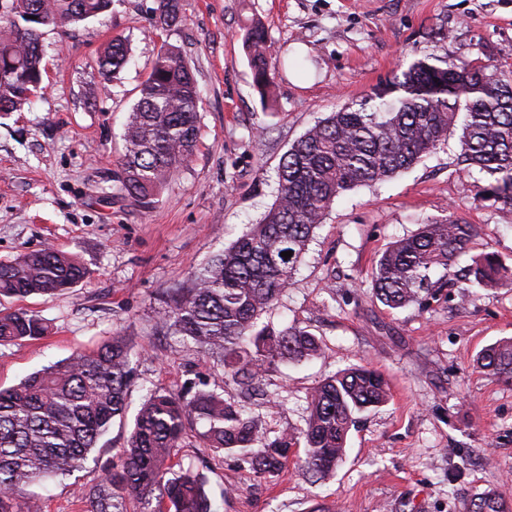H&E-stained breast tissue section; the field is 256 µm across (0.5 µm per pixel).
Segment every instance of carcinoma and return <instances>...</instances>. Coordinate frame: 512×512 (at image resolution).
Segmentation results:
<instances>
[{
	"label": "carcinoma",
	"mask_w": 512,
	"mask_h": 512,
	"mask_svg": "<svg viewBox=\"0 0 512 512\" xmlns=\"http://www.w3.org/2000/svg\"><path fill=\"white\" fill-rule=\"evenodd\" d=\"M112 0H12L0 14V112H17L43 90L40 38L107 11ZM179 0H157L155 27L179 21ZM243 46L261 100L271 96L265 30L246 28ZM129 57L115 37L98 58L101 74L115 77ZM199 94L195 76L178 49L154 60L124 128L121 190L137 204L152 205L167 181L197 147ZM461 124L457 164L490 178L479 190L512 211V70L487 65L459 67L446 60H417L385 87L333 111L296 139L277 170V195L263 220L232 246L214 255L190 278L167 291V308L156 333L192 339L207 355L222 358L224 375L241 390L264 397L267 372L284 360L318 355L310 329H277L261 322L288 287L314 230L337 197L358 185L384 182L416 165ZM475 236L474 226L446 217L420 226L390 244L372 271L373 296L389 309L422 300L432 273L448 280L457 258ZM290 251L285 258L281 253ZM79 258L53 246L0 261V296H54L84 281ZM465 277L485 286L512 277L493 253L473 259ZM50 323L27 310L0 312V345L36 341ZM142 355L115 335L89 352L37 371L0 389V512H41L30 487L52 475L83 467L115 418H123L133 359ZM476 363L489 375L512 382V339L485 347ZM388 381L378 370L357 365L319 383L308 395L305 427L269 439L257 416L214 390L191 397L159 388L134 417L119 463L103 468L89 489L96 512H126L125 501H144L146 512H211L203 477L191 470L169 478L175 449L187 429L202 421L207 446L236 453L255 477L276 478L288 449L304 445V468L318 480L329 476L345 452L358 414L386 403ZM467 512H512L496 490L472 498Z\"/></svg>",
	"instance_id": "carcinoma-1"
}]
</instances>
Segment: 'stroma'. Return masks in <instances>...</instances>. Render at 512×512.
I'll list each match as a JSON object with an SVG mask.
<instances>
[{
    "instance_id": "stroma-1",
    "label": "stroma",
    "mask_w": 512,
    "mask_h": 512,
    "mask_svg": "<svg viewBox=\"0 0 512 512\" xmlns=\"http://www.w3.org/2000/svg\"><path fill=\"white\" fill-rule=\"evenodd\" d=\"M180 20L152 27L156 0H112L96 18L41 38L45 90L20 112L0 113V260L51 244L88 269L53 297L0 298L48 320L38 341L0 346V386L121 334L143 355L129 396L150 389L216 390L259 416L268 438L303 428L307 396L355 365L380 370L390 400L360 415L334 475L313 482L294 458L270 482L237 455L208 448L202 425L178 456L203 475L212 512H465L495 487L512 497V384L476 365L478 353L512 338V281L391 310L371 275L389 243L429 220L453 216L477 234L456 262L493 252L512 268V212L479 171L457 166L460 129L411 170L345 192L329 208L268 318L299 324L319 357L281 362L266 376L269 403L225 382L224 368L193 344L159 336L168 288L258 223L275 199L277 168L291 144L342 105L382 88L409 64L445 58L512 69V0H180ZM263 25L275 93L262 104L243 48ZM124 37L129 61L104 80L97 58ZM180 50L200 93L195 154L143 207L117 194L124 124L139 86L166 47ZM130 430L113 421L83 468L49 480L43 512H93L81 491L117 460Z\"/></svg>"
}]
</instances>
